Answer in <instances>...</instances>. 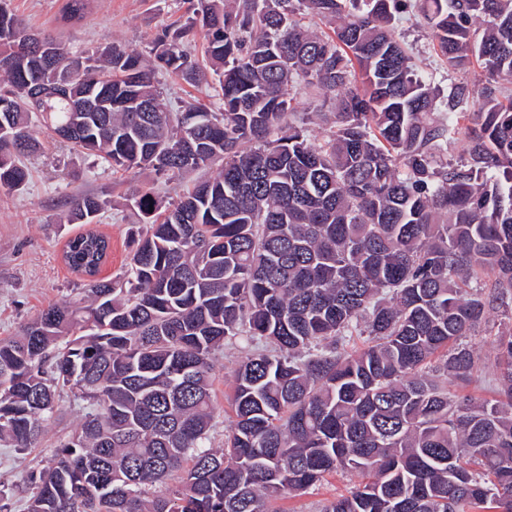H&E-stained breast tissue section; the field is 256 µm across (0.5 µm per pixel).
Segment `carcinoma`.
I'll return each mask as SVG.
<instances>
[{"mask_svg": "<svg viewBox=\"0 0 512 512\" xmlns=\"http://www.w3.org/2000/svg\"><path fill=\"white\" fill-rule=\"evenodd\" d=\"M405 2L448 69L480 64L441 107L394 27ZM61 48L0 0L1 188L26 184L33 114L115 171L219 168L175 203L131 196L143 229L118 278H98L106 237L70 238L83 294L0 341V444L35 447L65 388L94 407L27 476V512H273L338 471L361 481L323 512H512V332L496 398L447 386L478 371L462 338L512 304V0H193L147 59ZM156 68L213 84L215 109L172 110ZM294 83L333 100L320 140L290 120ZM461 141L468 161L445 160ZM104 206L71 196L67 222ZM238 338L272 349L239 365L215 449L213 356Z\"/></svg>", "mask_w": 512, "mask_h": 512, "instance_id": "obj_1", "label": "carcinoma"}]
</instances>
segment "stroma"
Listing matches in <instances>:
<instances>
[{
    "instance_id": "stroma-1",
    "label": "stroma",
    "mask_w": 512,
    "mask_h": 512,
    "mask_svg": "<svg viewBox=\"0 0 512 512\" xmlns=\"http://www.w3.org/2000/svg\"><path fill=\"white\" fill-rule=\"evenodd\" d=\"M62 0H9L20 22L49 35L77 53L117 43L127 50L148 54L157 33L186 19L187 0H92L89 14L77 24L59 20ZM396 26L411 49L421 73L429 75L439 96H447L451 84L474 81L478 66L452 73L433 48L428 29L411 12L397 16ZM41 151L25 158L29 178L23 190L0 187V340L17 336L22 327L48 305L75 295L84 281L63 260L67 241L85 230L95 231L110 242L109 257L100 275L119 276L126 268L131 239L139 230L136 210L128 197L135 190H154L175 200L204 172L180 181H166L152 170L115 172L94 156L79 153L41 133ZM86 193L104 199L106 206L95 224L66 221L69 195ZM512 330V311H491L487 322L468 336L467 345L481 359L480 370L467 390L478 398L492 397L497 389L493 341L498 332ZM252 347L229 343L215 354L211 376L216 428L213 447L224 445V428L233 418L228 406L234 373ZM60 417L49 424L39 447L25 451L0 445V489L9 496L11 512H26L30 492L23 486L26 473L44 467L60 440L85 418L82 401L69 393L59 398ZM353 476L337 473L307 492L280 501L281 512H320L334 495L353 486Z\"/></svg>"
}]
</instances>
